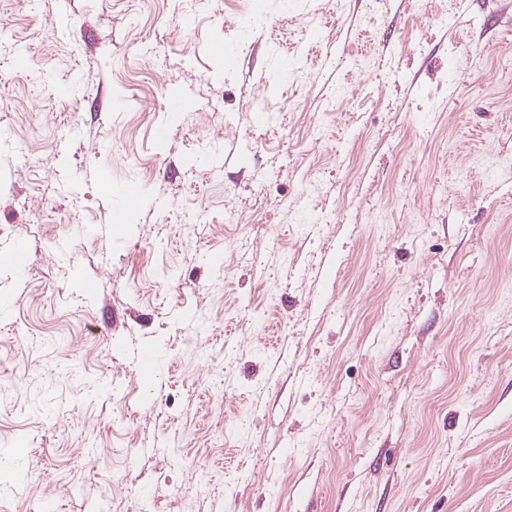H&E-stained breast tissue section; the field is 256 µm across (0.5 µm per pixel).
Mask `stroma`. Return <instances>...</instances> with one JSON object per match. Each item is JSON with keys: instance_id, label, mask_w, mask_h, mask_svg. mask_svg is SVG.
I'll use <instances>...</instances> for the list:
<instances>
[{"instance_id": "1", "label": "stroma", "mask_w": 512, "mask_h": 512, "mask_svg": "<svg viewBox=\"0 0 512 512\" xmlns=\"http://www.w3.org/2000/svg\"><path fill=\"white\" fill-rule=\"evenodd\" d=\"M17 240L0 512H512V0H0Z\"/></svg>"}]
</instances>
